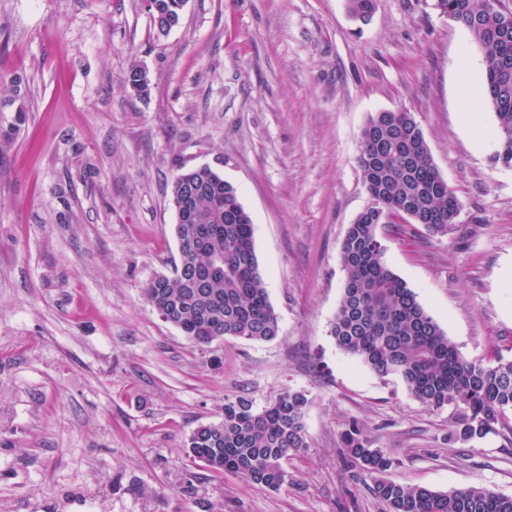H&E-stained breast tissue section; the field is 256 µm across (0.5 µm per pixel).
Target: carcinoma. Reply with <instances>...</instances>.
<instances>
[{
    "instance_id": "carcinoma-1",
    "label": "carcinoma",
    "mask_w": 512,
    "mask_h": 512,
    "mask_svg": "<svg viewBox=\"0 0 512 512\" xmlns=\"http://www.w3.org/2000/svg\"><path fill=\"white\" fill-rule=\"evenodd\" d=\"M354 17L367 20L374 0H348ZM154 25L168 31L179 23L182 0H154ZM432 7L465 28L484 54L481 82L496 118L492 160L512 168V12L500 0H432ZM127 84L147 92L149 79L139 67ZM369 203L380 208L361 212L341 245L345 274L343 295L330 323V336L344 353L380 376L398 378L410 394L432 409H461L448 440L471 444L496 432L512 412V359L488 363L467 360L416 293L386 264L379 229L404 222L445 234L458 213V200L429 155L424 134L409 112L370 114L361 131L358 157ZM189 193L198 226L209 229L200 247L179 236V265L202 269L221 256L224 271L202 288L179 274L153 279L144 289L150 306L192 342L212 344L217 337L271 341L279 320L259 270L253 225L237 190L207 166L178 174L171 196ZM308 398L288 389L263 409L244 396L224 401L222 421L191 432L188 456L214 476L226 473L278 490L287 484L285 464L310 447L304 427ZM346 462L376 475L372 492L387 512H512V496L485 486L446 492L398 483L383 477L393 459L373 447L356 426L341 435Z\"/></svg>"
}]
</instances>
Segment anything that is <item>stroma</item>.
I'll list each match as a JSON object with an SVG mask.
<instances>
[{"instance_id": "obj_1", "label": "stroma", "mask_w": 512, "mask_h": 512, "mask_svg": "<svg viewBox=\"0 0 512 512\" xmlns=\"http://www.w3.org/2000/svg\"><path fill=\"white\" fill-rule=\"evenodd\" d=\"M145 68L147 94L126 83ZM484 57L432 0H187L162 33L143 0H0V512H386L347 466L356 424L389 479L512 496V429L449 441L431 409L330 334L342 240L366 207L370 113L420 125L459 201L447 234L382 229L385 261L462 355L512 359V169L494 164ZM21 77L26 119L10 101ZM209 166L238 191L269 300V342L192 343L147 303L178 259L171 188ZM305 392L311 446L271 490L189 459L240 395Z\"/></svg>"}]
</instances>
